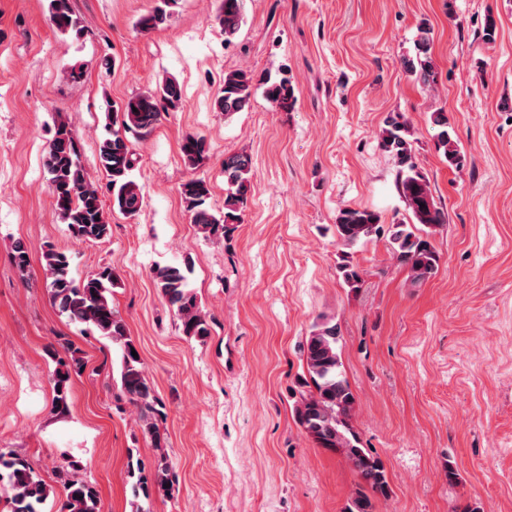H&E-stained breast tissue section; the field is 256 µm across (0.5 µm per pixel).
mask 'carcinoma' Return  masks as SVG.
Segmentation results:
<instances>
[{
    "label": "carcinoma",
    "instance_id": "1",
    "mask_svg": "<svg viewBox=\"0 0 512 512\" xmlns=\"http://www.w3.org/2000/svg\"><path fill=\"white\" fill-rule=\"evenodd\" d=\"M176 0H158L151 13L141 17L138 27L151 32L171 17ZM49 20L62 34L77 39L84 36V27L71 6V0H50ZM215 20L229 44L244 23V0H222ZM432 37L426 24L418 27L414 54L403 59L404 69L424 87L435 84V69L431 57ZM276 110L288 111L295 102V89L287 72L277 77L266 75L260 79L247 69L224 73V86L215 100L217 111L229 117L246 112L252 106L258 89ZM182 100L180 84L166 77L152 90L128 98L119 105L109 104L105 112L107 136L99 141V170L106 183L94 180L81 160L78 141L68 123L56 121L54 134L45 148L44 169L60 221L67 225L72 237L82 242H102L112 235V224L104 210L101 191L112 194V209L126 217L135 216L143 203L142 188L132 175L135 165L134 150L127 134L149 135L158 125L164 112L177 107ZM437 128L438 147L449 167L458 169L463 157L448 127V117L442 112L430 115ZM381 148L391 154L398 166L397 187L411 222L384 227L380 214L370 209L344 208L336 216V239L344 248L339 256L338 271L344 285L352 291L363 287L364 279L354 263L351 249L385 233L390 251L398 263L408 269L411 284L418 285L432 278L437 270L439 256L432 243L437 229L445 223V215L437 206L428 178L419 169L409 130L403 116L390 113L384 120L380 134ZM185 163L195 168L205 158L209 146L205 138L187 134L180 144ZM224 212L214 213L207 205L210 185L204 178H191L181 186L180 194L191 213V221L206 238L227 237L240 223V211L251 192L255 175L252 158L246 152L224 156ZM45 270L49 276V295L54 306L72 321L83 324L87 331L97 333L121 348L120 386L129 402L140 410L142 428L160 448L164 439L155 422L159 414L158 400L147 379L141 358L131 354L134 344L127 335L126 324L112 307L111 288L116 276L112 269L78 277L73 274L68 256L47 248L43 253ZM12 261L24 274L30 265L28 248L21 242L14 246ZM191 269L166 265L154 270L157 287L174 310L183 334L203 339L210 335L209 324L202 315L197 296L190 288ZM340 332L336 322L325 318L314 325L305 341L303 359L313 389L300 394L293 408L296 422L319 448L341 455L351 466L364 488L357 492L353 506L347 512H372L371 497H385L389 483L383 463L361 444L352 425L355 395L341 370ZM69 358H58L53 374V407L64 412L73 375L81 372L83 363L80 349L69 341L61 343ZM79 467L75 460L64 462L58 477L66 491L64 512H100L96 490L74 478ZM133 479V496L148 499L154 493H167L173 487L169 469L159 462L148 474L138 464L129 470ZM0 489L6 494L11 512H42L39 506L49 497L47 485L19 455L0 453Z\"/></svg>",
    "mask_w": 512,
    "mask_h": 512
}]
</instances>
